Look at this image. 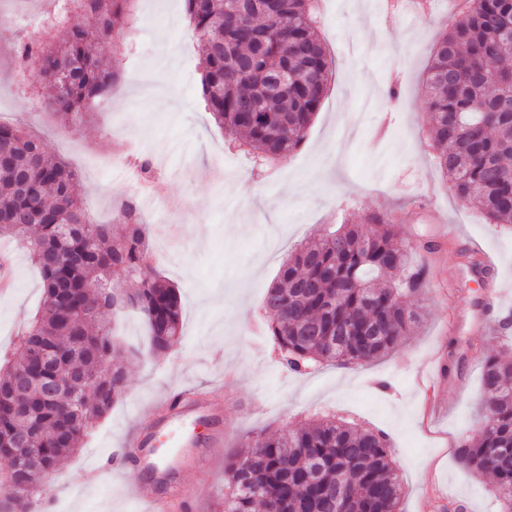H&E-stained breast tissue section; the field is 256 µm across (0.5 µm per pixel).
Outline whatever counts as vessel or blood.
I'll return each mask as SVG.
<instances>
[{"mask_svg":"<svg viewBox=\"0 0 512 512\" xmlns=\"http://www.w3.org/2000/svg\"><path fill=\"white\" fill-rule=\"evenodd\" d=\"M501 300V289L487 287L481 297L479 315L462 316L461 326L471 334L482 330L483 314L499 312ZM221 425L220 414L208 403L195 399L189 390L169 396L165 412L150 426L137 429L121 450L122 460L134 462L137 467L135 494L142 498L154 496L158 486H167V498L155 501L159 512H171L175 506L187 512L189 504L180 493L175 475L198 461L195 450L203 445L197 436L198 428L216 433Z\"/></svg>","mask_w":512,"mask_h":512,"instance_id":"vessel-or-blood-1","label":"vessel or blood"}]
</instances>
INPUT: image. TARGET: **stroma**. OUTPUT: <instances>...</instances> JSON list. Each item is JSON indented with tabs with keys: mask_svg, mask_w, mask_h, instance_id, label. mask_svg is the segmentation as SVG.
I'll return each mask as SVG.
<instances>
[{
	"mask_svg": "<svg viewBox=\"0 0 512 512\" xmlns=\"http://www.w3.org/2000/svg\"><path fill=\"white\" fill-rule=\"evenodd\" d=\"M60 5L0 0V118L39 135L47 154L72 166L76 192L102 224L116 223L133 196L116 171L151 158L162 193L141 205L147 264L177 287L182 331L157 359L140 315L105 312L136 349L123 362L125 393L55 470L41 508L150 512L114 459L140 417L186 388L216 391L224 406L222 433L201 449L198 467L178 476L192 512H217L224 467L253 432L296 430L325 416L385 434L402 512H502L492 479L463 468L457 453L480 431L481 373L503 339L494 329L466 336L450 326L488 281L505 285L512 315V225L489 223L438 171L423 87L430 49L448 20L462 19L465 0H416L412 11L403 0H320L332 77L303 142L273 166L258 165L214 123L200 88L204 48L183 0H135L136 21L107 53L121 76L117 92L80 130L62 124L52 84L18 56L26 29L49 26ZM373 213L399 226L415 246L413 261L427 268V288L408 300L421 324L370 363L286 371L261 328L266 291L298 245ZM473 245L492 259L488 281L463 272ZM13 274L11 295L0 296V357L14 355L43 292L24 249L14 253ZM434 362L444 372L431 379Z\"/></svg>",
	"mask_w": 512,
	"mask_h": 512,
	"instance_id": "1",
	"label": "stroma"
}]
</instances>
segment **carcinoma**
I'll return each mask as SVG.
<instances>
[{
	"label": "carcinoma",
	"mask_w": 512,
	"mask_h": 512,
	"mask_svg": "<svg viewBox=\"0 0 512 512\" xmlns=\"http://www.w3.org/2000/svg\"><path fill=\"white\" fill-rule=\"evenodd\" d=\"M133 0H65L53 18L61 44L35 53L55 93L52 105L79 128L118 87L104 61L111 34ZM205 46L201 91L215 124L246 136L244 149L285 160L303 141L325 94L331 60L318 34V0H184ZM90 14L88 31L68 25ZM512 0H468L433 47L425 87L438 167L456 196L477 204L492 224H512ZM288 69V86L270 78ZM0 237L24 244L43 280V302L20 336V356L0 366V456L9 459L14 501L36 506L38 486L18 463V439L56 468L78 449L126 387L118 336L102 318L113 306L144 318L157 357L181 334L177 289L143 271L149 247L140 209L126 202L114 237L74 192L75 174L21 127L0 124ZM395 224L374 233L343 224L288 257L263 308L282 365L301 373L317 363L359 365L395 348L420 312L404 299L424 289L426 268ZM112 368H104L106 361ZM26 398L15 405L19 378ZM485 410L494 426L459 450L460 461L489 475L512 512V356L485 361ZM221 512H400L401 487L385 435L334 417L281 433H258L225 465Z\"/></svg>",
	"instance_id": "obj_1"
}]
</instances>
